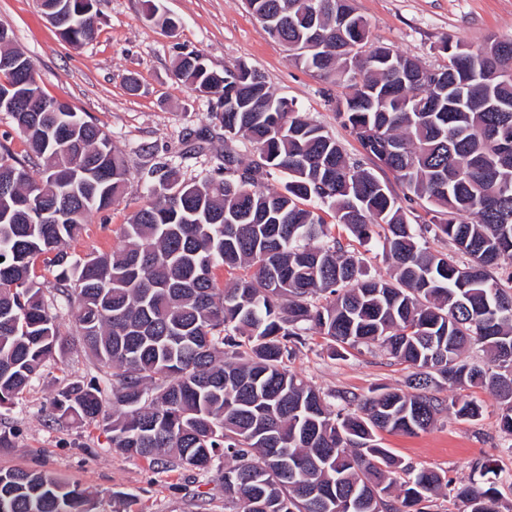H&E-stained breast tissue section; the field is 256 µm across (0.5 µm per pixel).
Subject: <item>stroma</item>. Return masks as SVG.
<instances>
[{
	"mask_svg": "<svg viewBox=\"0 0 512 512\" xmlns=\"http://www.w3.org/2000/svg\"><path fill=\"white\" fill-rule=\"evenodd\" d=\"M153 5L177 20L175 32L149 22L143 0H95L96 38L75 46L62 39L39 0H0V24L13 31L15 47L30 59L45 94L106 131L128 163L126 194L111 208L91 212L72 242L80 256L119 244L123 225L141 201L140 173L158 158L169 160L187 181L208 174L228 147L244 162L255 160L246 140H225L223 129L211 123L213 99L177 79L175 63L187 53L201 55L207 68L218 71L246 63L276 96L292 100L325 126L348 154L359 148L336 118L333 101L345 95V86L298 63L264 31L245 0H153ZM352 5L368 22L370 44L389 46L432 69L448 62L443 45L474 50L493 38H512V0H352ZM129 74L138 80L137 91L126 87ZM289 368L338 408L351 394L404 388L409 375L379 348L334 352L311 330ZM97 374L89 353L69 337L65 350L47 361L11 408L0 411V429L14 434L12 447L0 448V469L45 471L79 483L94 492V512H225L221 466L161 473L148 460L113 452L102 428L55 420L51 401L57 391L68 380ZM436 395L446 407L432 428L415 435L381 433L382 445L402 462L456 482L484 485L480 467L489 464L500 512H512V436L499 427L495 390L445 384ZM468 397L482 407L478 420L460 419L450 406L451 400Z\"/></svg>",
	"mask_w": 512,
	"mask_h": 512,
	"instance_id": "stroma-1",
	"label": "stroma"
}]
</instances>
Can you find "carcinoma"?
I'll return each mask as SVG.
<instances>
[{
    "instance_id": "obj_1",
    "label": "carcinoma",
    "mask_w": 512,
    "mask_h": 512,
    "mask_svg": "<svg viewBox=\"0 0 512 512\" xmlns=\"http://www.w3.org/2000/svg\"><path fill=\"white\" fill-rule=\"evenodd\" d=\"M66 3L61 36L90 43L93 0ZM246 4L306 68L350 89L336 116L360 158L246 64L216 72L191 53L178 79L216 97L212 123L247 138L258 159L244 166L228 152L190 181L166 160L152 164L122 243L75 258L70 243L90 212L125 194L129 169L100 127L56 111L27 64L42 111L11 118L43 169L34 178L0 146V409L65 347L60 296L109 395L94 379L70 381L51 402L55 419L101 425L115 452L162 469L205 472L224 460L231 512H430L448 486L468 512H500L494 484L453 487L398 460L377 433L432 426L442 379L495 389L512 435V272H499L512 258V38L463 55L443 46L448 64L422 92L415 59L384 45L359 56L368 28L350 0ZM278 173L281 186L268 183ZM375 227L387 278L368 276L356 249ZM427 234L451 249L430 250ZM41 256L58 270L50 297ZM312 329L333 349L378 345L411 369L405 389L336 409L288 368ZM475 345L495 368L467 359ZM451 405L460 419L481 416L472 398ZM0 512H93L92 493L0 469Z\"/></svg>"
}]
</instances>
